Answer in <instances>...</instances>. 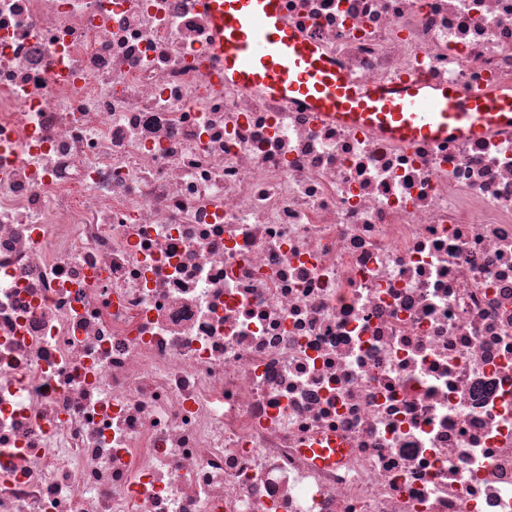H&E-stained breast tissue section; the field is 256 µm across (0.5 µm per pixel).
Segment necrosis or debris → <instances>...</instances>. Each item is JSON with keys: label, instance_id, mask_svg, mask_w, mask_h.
I'll return each instance as SVG.
<instances>
[{"label": "necrosis or debris", "instance_id": "1", "mask_svg": "<svg viewBox=\"0 0 512 512\" xmlns=\"http://www.w3.org/2000/svg\"><path fill=\"white\" fill-rule=\"evenodd\" d=\"M282 17L512 91V0ZM214 42L202 0H0V512H512V135L348 128Z\"/></svg>", "mask_w": 512, "mask_h": 512}]
</instances>
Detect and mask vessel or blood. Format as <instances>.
Wrapping results in <instances>:
<instances>
[{"label": "vessel or blood", "mask_w": 512, "mask_h": 512, "mask_svg": "<svg viewBox=\"0 0 512 512\" xmlns=\"http://www.w3.org/2000/svg\"><path fill=\"white\" fill-rule=\"evenodd\" d=\"M217 27L224 77L301 102L347 127H367L400 143L445 144L489 132L512 133V95L433 86L362 85L281 16V0H206Z\"/></svg>", "instance_id": "1"}]
</instances>
